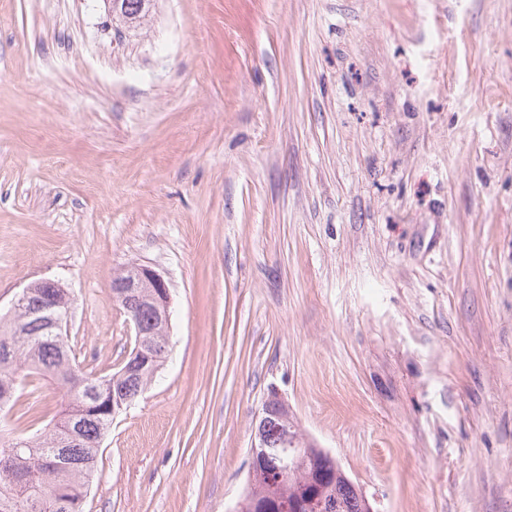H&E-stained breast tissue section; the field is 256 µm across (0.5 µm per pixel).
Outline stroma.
I'll use <instances>...</instances> for the list:
<instances>
[{
  "label": "stroma",
  "instance_id": "1",
  "mask_svg": "<svg viewBox=\"0 0 512 512\" xmlns=\"http://www.w3.org/2000/svg\"><path fill=\"white\" fill-rule=\"evenodd\" d=\"M132 264L170 352L84 512H238L273 385L378 512H512V0H0V316L58 281L110 375ZM151 0H122L127 5L126 12L113 13L114 19L123 27H133L148 11ZM128 16H133L129 18Z\"/></svg>",
  "mask_w": 512,
  "mask_h": 512
}]
</instances>
